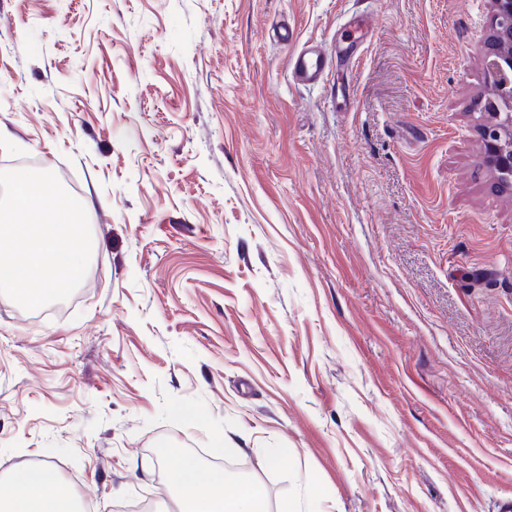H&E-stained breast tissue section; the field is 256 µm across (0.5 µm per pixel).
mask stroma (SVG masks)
I'll list each match as a JSON object with an SVG mask.
<instances>
[{
    "instance_id": "1",
    "label": "stroma",
    "mask_w": 512,
    "mask_h": 512,
    "mask_svg": "<svg viewBox=\"0 0 512 512\" xmlns=\"http://www.w3.org/2000/svg\"><path fill=\"white\" fill-rule=\"evenodd\" d=\"M373 17L355 63L298 45ZM490 0H0V170L90 198L55 310L0 295V480L173 512L160 449L300 512L512 498V189L482 157ZM294 28L284 43L281 28ZM287 461L266 466L263 451ZM332 65V55L323 46L305 43L292 55L290 73L294 82L313 85L324 80Z\"/></svg>"
}]
</instances>
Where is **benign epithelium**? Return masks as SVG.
I'll use <instances>...</instances> for the list:
<instances>
[{"mask_svg": "<svg viewBox=\"0 0 512 512\" xmlns=\"http://www.w3.org/2000/svg\"><path fill=\"white\" fill-rule=\"evenodd\" d=\"M492 37L483 57L491 109L481 127L485 162L502 186H512V0H492Z\"/></svg>", "mask_w": 512, "mask_h": 512, "instance_id": "benign-epithelium-1", "label": "benign epithelium"}]
</instances>
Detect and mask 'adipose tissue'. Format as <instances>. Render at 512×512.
<instances>
[{"instance_id":"adipose-tissue-1","label":"adipose tissue","mask_w":512,"mask_h":512,"mask_svg":"<svg viewBox=\"0 0 512 512\" xmlns=\"http://www.w3.org/2000/svg\"><path fill=\"white\" fill-rule=\"evenodd\" d=\"M163 487L176 494L178 512H296L288 502L271 509L253 478L204 468L186 453L168 467ZM74 500L73 489L50 464L17 470L0 481V512H71Z\"/></svg>"}]
</instances>
